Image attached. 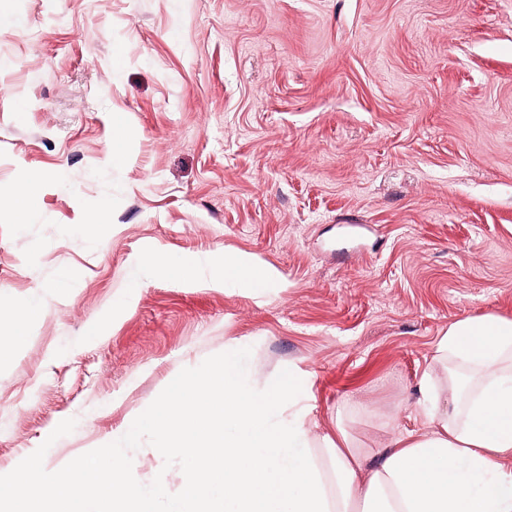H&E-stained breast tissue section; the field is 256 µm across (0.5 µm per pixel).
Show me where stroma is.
Instances as JSON below:
<instances>
[{"instance_id": "stroma-1", "label": "stroma", "mask_w": 512, "mask_h": 512, "mask_svg": "<svg viewBox=\"0 0 512 512\" xmlns=\"http://www.w3.org/2000/svg\"><path fill=\"white\" fill-rule=\"evenodd\" d=\"M30 181L0 298L44 310L0 359V473L102 464L228 340L377 452L428 431L449 325L512 319V0H0V198ZM203 265L210 270L206 281L210 285L220 287L224 283L240 282L258 291H264L267 287L265 275L248 261L237 258H229L224 262L198 261L194 269Z\"/></svg>"}]
</instances>
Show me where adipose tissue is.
<instances>
[{
    "label": "adipose tissue",
    "mask_w": 512,
    "mask_h": 512,
    "mask_svg": "<svg viewBox=\"0 0 512 512\" xmlns=\"http://www.w3.org/2000/svg\"><path fill=\"white\" fill-rule=\"evenodd\" d=\"M208 282L265 290L248 261L209 262ZM37 300H0V354L15 350L41 311ZM295 372L270 384L249 381L241 354L227 345L175 393L150 408L159 446L143 447V428H126L103 448L107 463L52 465L49 449L0 475V512H79L75 495L100 512H512V320L493 314L452 324L419 381L427 433L392 440L370 457L345 430L316 437L299 408ZM190 461L170 489L165 459ZM150 463L142 482L129 463Z\"/></svg>",
    "instance_id": "ef3b65f1"
}]
</instances>
